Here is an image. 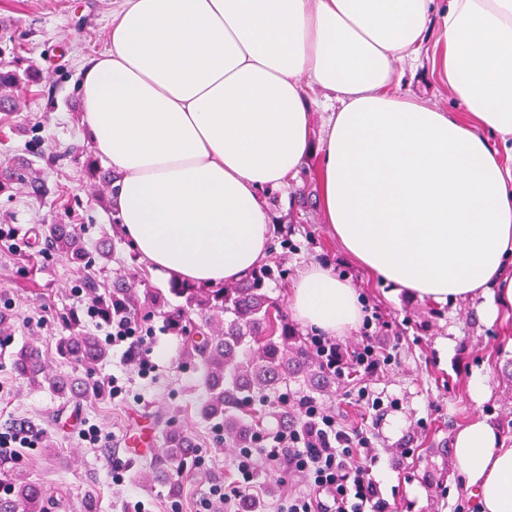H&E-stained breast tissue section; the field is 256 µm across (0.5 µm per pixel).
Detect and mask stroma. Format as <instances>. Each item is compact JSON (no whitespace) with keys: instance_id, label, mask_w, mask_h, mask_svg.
<instances>
[{"instance_id":"obj_1","label":"stroma","mask_w":512,"mask_h":512,"mask_svg":"<svg viewBox=\"0 0 512 512\" xmlns=\"http://www.w3.org/2000/svg\"><path fill=\"white\" fill-rule=\"evenodd\" d=\"M113 0H0V36L10 38L23 66L33 68L38 83L20 86L18 107L0 111V169L26 157L47 185V195L22 188L0 195V225L13 227L16 244L0 243V431L27 429L35 445L21 449L10 463L30 478L69 500L65 512H84L86 495H94L97 512H131L143 502L146 512H224L213 501L212 483L231 477L233 450L224 434L201 418L205 397L201 371L186 353L184 337L171 334L162 310L146 308L138 317L150 331L149 343L133 342L129 351L111 350L93 373L97 383L115 377L127 393L123 399H64L48 387H36L12 366L14 351L37 347L55 373L84 375V368L59 357L57 346L67 336L65 318L82 313V301L72 294L84 278L82 270L64 259L31 246L44 224L60 223L65 208L77 216L85 247L96 251L108 242L112 256L98 270L101 285L117 277L138 274L149 287L167 288V279L150 272L115 223L111 195L94 193L83 167V149L90 142L80 123L81 66L102 52L112 19ZM440 37L431 22L426 43L413 67L405 69L396 89L426 106L451 111L453 93L438 76L434 60ZM318 198L315 177H297L267 199L275 214L271 237L291 239L292 248L269 254L286 269L285 279L270 283L268 295L290 319L289 296L299 271L309 263L333 266L357 291L363 306L390 327L383 334L393 356L364 381L384 406L369 414L351 399L346 385L317 402L348 423L375 435L378 459L372 476L388 512H478L475 496L465 489L450 450L456 431L472 418L492 423L505 443H512V311L487 321L480 299L432 303L393 293L390 287L346 258L323 224L319 208L300 210V194ZM449 341L441 350V341ZM150 361L149 375L138 373V360ZM487 378L492 393L478 402L469 384ZM101 429L97 447L79 440L85 425ZM155 433L154 447L128 451L124 440L136 425ZM176 428L194 441L198 461L179 475V496H171L162 480L143 474L165 450L167 430ZM397 448L410 457L394 456ZM120 465L124 485L112 483V467ZM253 496L263 500V512H275L288 494L303 491L301 478L285 464L259 467Z\"/></svg>"}]
</instances>
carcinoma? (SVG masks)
Segmentation results:
<instances>
[{"label": "carcinoma", "mask_w": 512, "mask_h": 512, "mask_svg": "<svg viewBox=\"0 0 512 512\" xmlns=\"http://www.w3.org/2000/svg\"><path fill=\"white\" fill-rule=\"evenodd\" d=\"M37 77L35 70L21 68V58L0 56V103L15 102L14 92L25 81ZM15 185L32 192L40 191L35 171L21 160L0 171V193ZM44 249L72 264L92 269L98 258L87 251L70 224H44L41 228ZM284 270L278 265H262L253 269L240 283L214 287H195L173 280L169 288H143L131 276L102 288L90 276L83 288L93 294L97 313L110 321L131 317L141 308H162L167 296L184 299L185 306L168 315L169 329L180 336L191 332L187 314L201 316L191 340V351L199 358L204 371L206 398L200 413L224 432V443L233 448H252L261 432L250 407L266 403L288 390V384L304 381L312 391L327 390L333 375L320 369L302 346L300 337L277 321L276 303L265 292L268 282L281 279ZM61 353L77 360L91 372L108 355V347L90 332L77 331L60 343ZM13 368L36 385L47 384L60 395L98 397L101 387L87 380L51 375L38 349L24 346L13 353ZM196 458L191 438L177 429L166 433V449L155 461V477L169 481L171 471L184 468ZM64 501L51 494L42 484L23 474L4 472L0 477V512H58Z\"/></svg>", "instance_id": "cac0c4a2"}]
</instances>
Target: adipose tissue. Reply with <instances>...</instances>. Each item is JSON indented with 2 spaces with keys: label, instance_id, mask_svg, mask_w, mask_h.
<instances>
[{
  "label": "adipose tissue",
  "instance_id": "adipose-tissue-1",
  "mask_svg": "<svg viewBox=\"0 0 512 512\" xmlns=\"http://www.w3.org/2000/svg\"><path fill=\"white\" fill-rule=\"evenodd\" d=\"M85 64L81 122L112 165L116 216L148 269L233 283L268 255V194L318 156L319 202L343 252L434 302L512 309V0H116ZM457 109L396 91L432 16ZM337 103L315 142L304 82ZM296 320L355 329V289L300 270ZM453 456L480 512H512V446L475 418Z\"/></svg>",
  "mask_w": 512,
  "mask_h": 512
}]
</instances>
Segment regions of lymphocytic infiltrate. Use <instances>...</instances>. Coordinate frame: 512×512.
<instances>
[{
    "mask_svg": "<svg viewBox=\"0 0 512 512\" xmlns=\"http://www.w3.org/2000/svg\"><path fill=\"white\" fill-rule=\"evenodd\" d=\"M372 326V319L364 318L361 340L352 350H343L338 342L319 335L311 336L310 350L327 371L340 377L349 370H372L385 359L374 342ZM297 406L301 425L265 434L257 447L240 449L238 479L211 487V495L223 503L224 512H239L256 465H274L283 458L307 489L288 498L278 512H384L371 478L376 461L371 433L349 426L313 399L300 398Z\"/></svg>",
    "mask_w": 512,
    "mask_h": 512,
    "instance_id": "f902f5d3",
    "label": "lymphocytic infiltrate"
}]
</instances>
